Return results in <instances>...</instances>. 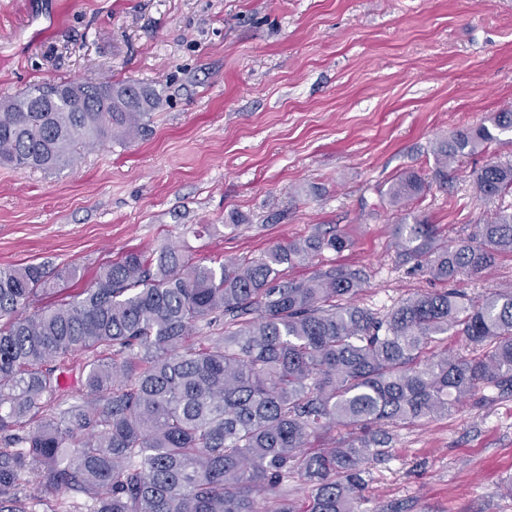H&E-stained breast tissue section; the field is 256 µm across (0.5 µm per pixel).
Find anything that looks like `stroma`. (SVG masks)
I'll use <instances>...</instances> for the list:
<instances>
[{"mask_svg":"<svg viewBox=\"0 0 512 512\" xmlns=\"http://www.w3.org/2000/svg\"><path fill=\"white\" fill-rule=\"evenodd\" d=\"M137 80L162 102L136 138L54 172L0 166V267H73L70 292L129 252L257 259L318 231L347 237L289 278L357 273L385 311L444 290L399 256L401 172L430 180L414 214L448 243L499 204L472 174L512 139L432 179L436 143L512 106V0H0V100L52 80ZM512 285V253L475 296ZM361 512H512V392L480 385L448 415L392 428Z\"/></svg>","mask_w":512,"mask_h":512,"instance_id":"stroma-1","label":"stroma"}]
</instances>
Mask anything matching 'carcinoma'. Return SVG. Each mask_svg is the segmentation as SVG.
<instances>
[{
  "mask_svg": "<svg viewBox=\"0 0 512 512\" xmlns=\"http://www.w3.org/2000/svg\"><path fill=\"white\" fill-rule=\"evenodd\" d=\"M51 85L3 102L1 166L61 169L81 148L133 138L161 103L133 80ZM505 135L511 109L456 131L434 151L435 176ZM472 183L486 202L512 194V162L486 163ZM427 189L403 172L386 197L403 209ZM394 235L403 260L448 283L512 252V210L456 245L411 212ZM347 245L318 232L215 265L175 247L130 252L31 314V298L74 272L0 268V512H33L30 480L53 512H70L72 493L94 512H359L363 465L388 453L389 427L446 415L485 383L512 390L511 288L417 294L381 313L352 302L361 281L342 267L284 279L283 266ZM451 329L471 353L426 357ZM78 354L85 397L38 418ZM338 426L350 440L307 449L311 434ZM290 478L307 490L303 509Z\"/></svg>",
  "mask_w": 512,
  "mask_h": 512,
  "instance_id": "cac0c4a2",
  "label": "carcinoma"
}]
</instances>
